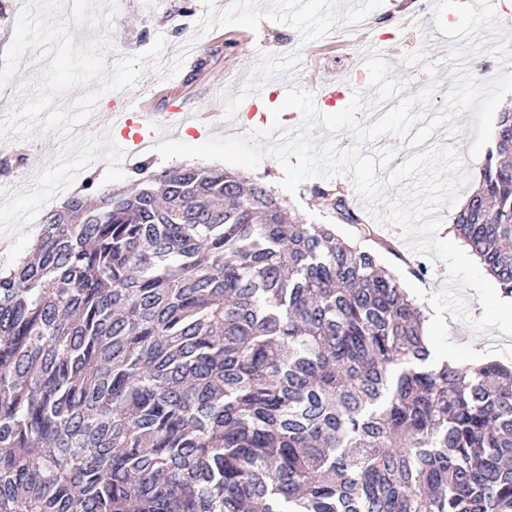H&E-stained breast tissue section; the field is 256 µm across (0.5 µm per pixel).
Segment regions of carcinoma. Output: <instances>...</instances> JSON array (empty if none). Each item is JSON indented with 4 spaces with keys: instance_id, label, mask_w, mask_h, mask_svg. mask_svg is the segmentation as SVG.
<instances>
[{
    "instance_id": "carcinoma-1",
    "label": "carcinoma",
    "mask_w": 512,
    "mask_h": 512,
    "mask_svg": "<svg viewBox=\"0 0 512 512\" xmlns=\"http://www.w3.org/2000/svg\"><path fill=\"white\" fill-rule=\"evenodd\" d=\"M135 174L0 267V512H512L511 363L430 362L397 277L265 185ZM454 231L512 296V108Z\"/></svg>"
}]
</instances>
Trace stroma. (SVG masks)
I'll return each instance as SVG.
<instances>
[{
  "mask_svg": "<svg viewBox=\"0 0 512 512\" xmlns=\"http://www.w3.org/2000/svg\"><path fill=\"white\" fill-rule=\"evenodd\" d=\"M118 13L114 18L112 37L114 53L108 54L107 62H114L116 57L131 55L148 49L157 35H164L168 41V50L174 51L184 44H191V58L202 57L207 61L206 67L195 80H188L186 73H179L173 78L163 79L156 74H147L139 85L127 96L144 102L147 111L163 112L170 104H181L185 111L195 114L199 125H212V113L223 111L220 99L222 91L239 94L248 71L256 60L257 51L285 54L301 50L306 64L298 77L300 85L316 92L320 87L333 85L339 88L349 87L355 90L366 89L369 82L367 69H352L350 56L355 47L348 37L354 32L347 26L333 30L327 37V44L333 45V53L327 54L321 61H314L310 48L299 45V36L290 26L271 21H262L258 31H251L241 26H228L215 29L200 39H193L191 32L182 28L183 18L175 13V0H118ZM390 32L398 54L393 62L394 73L400 77L411 78L409 93H417L432 81H439L441 91H448L452 79L449 65L443 64L442 58L447 54L450 43L448 37L433 39L432 29L427 24L418 27H400L392 18L389 6H382L372 13L370 37ZM438 61L437 73H430L427 64ZM341 190L350 195L353 206L359 213H366L364 203L356 197L349 177L340 176L331 180L311 178L301 183L295 195L287 196L289 203L312 224H332L343 238L356 241L358 247L376 252L382 265L400 266L403 274H410L415 265H423L426 274L417 280L416 285L430 294L440 290L446 276L444 263L414 253L401 236L400 228L375 223L376 240L357 239L354 228L348 224L337 223L331 210L318 206L313 195L315 189ZM384 239L392 244L391 250L379 249L377 239Z\"/></svg>",
  "mask_w": 512,
  "mask_h": 512,
  "instance_id": "1",
  "label": "stroma"
}]
</instances>
